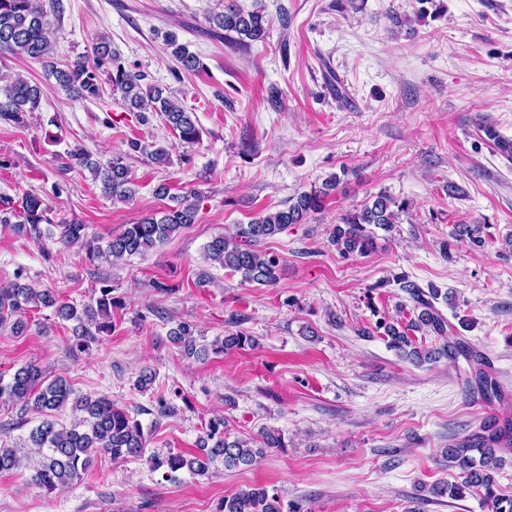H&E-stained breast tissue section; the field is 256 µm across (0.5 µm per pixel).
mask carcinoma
<instances>
[{
    "instance_id": "cac0c4a2",
    "label": "carcinoma",
    "mask_w": 512,
    "mask_h": 512,
    "mask_svg": "<svg viewBox=\"0 0 512 512\" xmlns=\"http://www.w3.org/2000/svg\"><path fill=\"white\" fill-rule=\"evenodd\" d=\"M59 0H0V56L25 57L40 63L62 89L77 99L100 96L101 80L112 84V91L120 94L124 106L138 113L139 120L147 124L150 115L163 116L167 126L187 145L201 141V131L193 119V113L159 85L146 83V76L134 72L112 55L111 45L104 35L98 38L93 58L79 56L61 66L54 61V47L49 39L50 21L47 10L57 11ZM215 26L224 31V42L231 45H249L261 42L266 37L265 17L258 11L245 12L233 0H227L224 9L211 17ZM165 44L184 72H199L204 69L200 58L178 43L175 33L166 34ZM41 89L25 77H10L0 74V122L17 123L25 112H36L40 108ZM146 154L160 165L169 162L165 147L154 146L147 150L142 141L133 139L128 149L115 153L105 162L92 159L83 149L69 152V157L79 167L86 168L93 180L100 181L102 192L111 199L128 200L135 196V182L126 163V158L135 154ZM337 176L325 180L322 187L302 192L289 199L288 206L254 218L248 224L239 225L233 237L217 236L205 248L206 259L220 267L239 273L246 282L273 285L279 279L280 260L261 249L262 241L275 236L290 224H301L307 217L323 208L329 192L336 188ZM200 193L190 190L176 196V205L162 211V215L142 218L129 224L118 235L110 237L106 245L98 239L88 237L85 224H55L49 218L51 207L45 194L26 193L19 208L0 209V224H11L19 234H26L39 242L44 237L58 236V242L70 246L82 244L91 259L105 258L118 261L125 257L143 255L165 243L182 229L195 223ZM408 209L405 201L396 202L391 196L380 193L361 209L349 212L336 225L331 242L343 258L368 254L374 246V235L369 226L385 230L399 223V214ZM400 287L415 305L421 308L417 319L399 328L389 322L379 323L389 346L405 357L422 363L442 357L457 361L467 360L474 370L471 388L484 401L491 403L503 399L502 389L489 371V363L483 354L474 350L461 337L447 339L452 327L436 309L439 290L427 291L407 280L396 278ZM55 308L58 318L76 322V348L83 350L93 332L111 331L114 301L112 287L103 285L95 304L77 307L59 301L48 290H37L17 282L0 285V326L12 321L11 333L22 335L27 330L26 313L33 305ZM410 331H425L444 339V343L432 348L412 346ZM170 338L180 345L185 356L192 358L200 354L194 339L193 327L185 322L170 330ZM255 339L242 331L231 332L224 339L212 344V353L222 354L233 349L254 346ZM31 404L44 414L41 423L28 435L30 447L39 449L42 460L35 468L32 481L48 491L64 487L80 478L90 468L94 459L108 455L114 460L143 459L154 471L162 473L166 480L187 471L203 476L210 466L220 460L224 467L251 466L265 454L268 448H285L284 435L280 430L266 428L260 440L247 441L233 438L227 430L224 418L216 416L209 421L205 436L198 443L199 453L191 454L147 452V439L140 421L112 402L107 396H74L67 381L61 377L48 379L44 371L35 364L18 368L8 382L0 379V400ZM72 406L79 417L66 426L56 419V413ZM512 454V420L498 425L482 422L462 439L448 445L443 451L448 467L457 471L455 481L439 482L430 488L436 496L463 498L469 492H479L491 503L493 512H512V497L496 492L493 472L502 465V454ZM22 458L13 448H0V473L19 468ZM218 512H282L281 497L277 491L266 488L240 490L224 497Z\"/></svg>"
}]
</instances>
